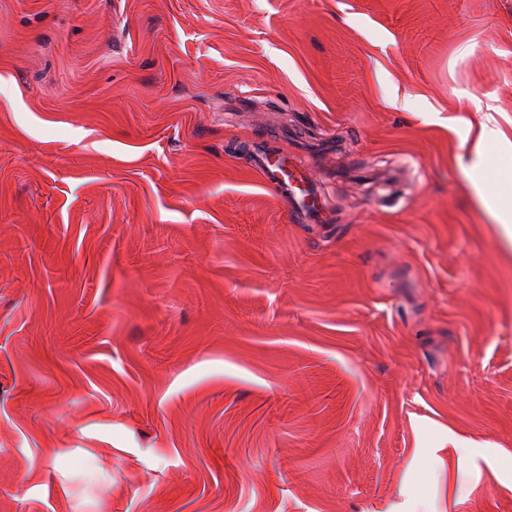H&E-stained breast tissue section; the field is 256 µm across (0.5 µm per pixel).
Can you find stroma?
<instances>
[{"label":"stroma","mask_w":512,"mask_h":512,"mask_svg":"<svg viewBox=\"0 0 512 512\" xmlns=\"http://www.w3.org/2000/svg\"><path fill=\"white\" fill-rule=\"evenodd\" d=\"M490 117L512 0H0V512H512ZM252 166L267 186L288 200L291 222H322L320 200L311 186L309 173L294 156L263 153Z\"/></svg>","instance_id":"obj_1"}]
</instances>
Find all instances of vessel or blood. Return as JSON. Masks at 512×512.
<instances>
[{
    "instance_id": "obj_1",
    "label": "vessel or blood",
    "mask_w": 512,
    "mask_h": 512,
    "mask_svg": "<svg viewBox=\"0 0 512 512\" xmlns=\"http://www.w3.org/2000/svg\"><path fill=\"white\" fill-rule=\"evenodd\" d=\"M254 169L289 204V217L294 222H318L322 219L320 200L311 186L307 169L295 157L270 152L259 155Z\"/></svg>"
}]
</instances>
